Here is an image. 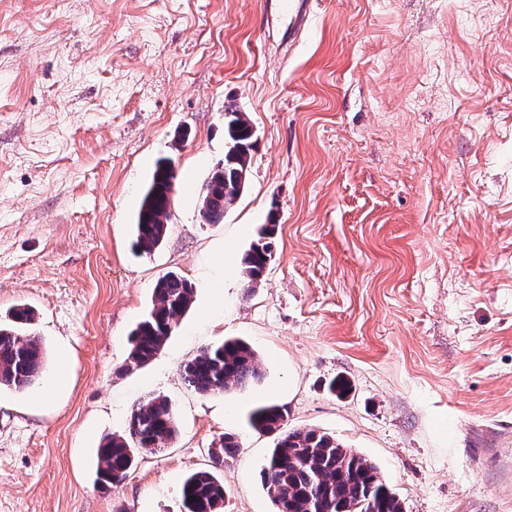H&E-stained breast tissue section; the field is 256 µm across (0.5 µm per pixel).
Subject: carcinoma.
Wrapping results in <instances>:
<instances>
[{
    "instance_id": "obj_1",
    "label": "carcinoma",
    "mask_w": 512,
    "mask_h": 512,
    "mask_svg": "<svg viewBox=\"0 0 512 512\" xmlns=\"http://www.w3.org/2000/svg\"><path fill=\"white\" fill-rule=\"evenodd\" d=\"M224 141L223 166L213 169L198 197L205 224L224 220V212L244 191L242 182L251 166L255 130L247 114L232 103L224 106ZM173 178L170 160L159 159L135 224L134 246L143 253L161 245L168 234ZM275 229L274 224L263 225L241 259V273L250 288L263 280L267 259L274 252ZM193 302L194 288L187 279L175 272L162 276L154 287L150 311L130 333V351L120 369L138 370L160 355ZM14 319L15 326L0 327V387L24 391L39 379L45 356L38 338L21 335L20 328L34 319L32 309L17 307ZM180 371L187 386L205 395L245 391L263 378L255 350L238 338L203 348L183 362ZM286 421L287 411L278 404L263 405L248 416L253 430L277 436L260 471L275 512H403L399 497L374 462L318 429L286 432ZM177 434L169 400L148 397L133 408L126 432L104 437L97 448V483L104 488L121 483L139 457L164 453ZM240 446L236 432H226L211 444L210 467L191 473L181 486L184 512H221L226 491L219 468Z\"/></svg>"
}]
</instances>
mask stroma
Returning <instances> with one entry per match:
<instances>
[{"label": "stroma", "instance_id": "1", "mask_svg": "<svg viewBox=\"0 0 512 512\" xmlns=\"http://www.w3.org/2000/svg\"><path fill=\"white\" fill-rule=\"evenodd\" d=\"M230 102L257 143L206 224L195 202ZM165 156L169 231L140 255ZM264 224L274 259L250 290L238 261ZM170 271L193 306L120 372ZM23 304L45 368L0 390V512H182V481L227 431L223 512H274V438L243 423L265 403L374 461L404 512H512V10L318 0L297 29L281 0H0V324ZM227 337L262 381L187 387L181 363ZM159 394L173 446L97 485L100 440Z\"/></svg>", "mask_w": 512, "mask_h": 512}]
</instances>
